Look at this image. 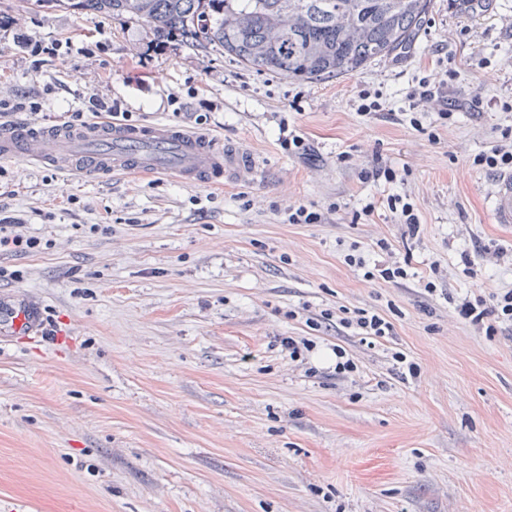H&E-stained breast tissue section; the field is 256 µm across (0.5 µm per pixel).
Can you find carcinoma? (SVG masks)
I'll list each match as a JSON object with an SVG mask.
<instances>
[{
    "label": "carcinoma",
    "instance_id": "obj_1",
    "mask_svg": "<svg viewBox=\"0 0 512 512\" xmlns=\"http://www.w3.org/2000/svg\"><path fill=\"white\" fill-rule=\"evenodd\" d=\"M146 22L156 43L215 48L242 66L313 82L405 52L431 0H33Z\"/></svg>",
    "mask_w": 512,
    "mask_h": 512
}]
</instances>
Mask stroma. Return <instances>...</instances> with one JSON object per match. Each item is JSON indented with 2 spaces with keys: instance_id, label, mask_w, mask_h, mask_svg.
<instances>
[{
  "instance_id": "35a3bbf8",
  "label": "stroma",
  "mask_w": 512,
  "mask_h": 512,
  "mask_svg": "<svg viewBox=\"0 0 512 512\" xmlns=\"http://www.w3.org/2000/svg\"><path fill=\"white\" fill-rule=\"evenodd\" d=\"M0 16L10 120L61 124L93 96L259 164L219 188L0 159V219L41 242L0 253V292L38 301L46 323L0 345V512H512V338L456 311L512 288L498 174L473 163L512 124V0H431L408 53L312 83L176 42L148 54L141 21L30 0H0ZM446 67L455 118L437 142L357 114L358 90L400 112ZM284 125L303 153L281 148ZM378 162L404 182L363 179ZM392 193L413 197L417 237L381 209L353 223ZM294 204L326 218L288 223ZM380 239L409 258L407 278L344 263L354 243L381 259ZM342 307L383 311L391 336L370 346L321 321ZM284 336L312 340L306 362ZM337 347L356 364L344 377Z\"/></svg>"
}]
</instances>
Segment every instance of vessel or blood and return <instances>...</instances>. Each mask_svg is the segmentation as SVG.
I'll use <instances>...</instances> for the list:
<instances>
[{
    "label": "vessel or blood",
    "instance_id": "b4317fda",
    "mask_svg": "<svg viewBox=\"0 0 512 512\" xmlns=\"http://www.w3.org/2000/svg\"><path fill=\"white\" fill-rule=\"evenodd\" d=\"M0 157L67 168L86 177L168 172L185 184L210 186L223 185L231 175H251L256 168L252 155L206 132L104 120L78 128L13 124L0 131ZM494 215L498 223H512V173L498 180ZM43 327V311L37 302L0 296V339L36 336Z\"/></svg>",
    "mask_w": 512,
    "mask_h": 512
}]
</instances>
